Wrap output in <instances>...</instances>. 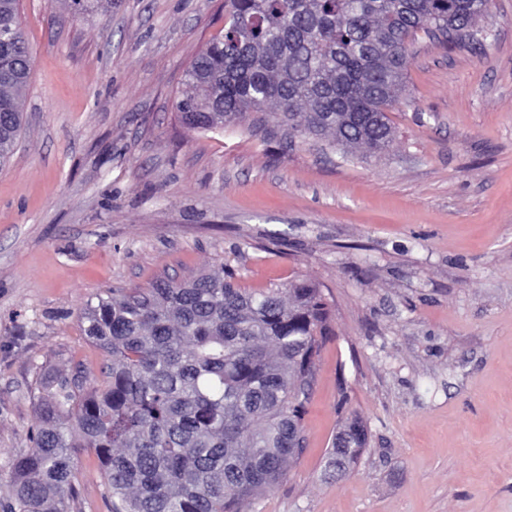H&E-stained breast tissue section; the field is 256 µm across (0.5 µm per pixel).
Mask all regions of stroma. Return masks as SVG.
<instances>
[{"mask_svg": "<svg viewBox=\"0 0 512 512\" xmlns=\"http://www.w3.org/2000/svg\"><path fill=\"white\" fill-rule=\"evenodd\" d=\"M223 14L22 2L32 78L0 171V499L39 385L104 360L87 305L221 264L251 287L311 278L332 309L306 448L246 512H512V0L475 42L417 33L376 157L250 116L184 129L183 73ZM354 416L370 441L335 480L327 453ZM81 462L73 512H109Z\"/></svg>", "mask_w": 512, "mask_h": 512, "instance_id": "stroma-1", "label": "stroma"}]
</instances>
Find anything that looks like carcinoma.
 I'll return each mask as SVG.
<instances>
[{
    "label": "carcinoma",
    "mask_w": 512,
    "mask_h": 512,
    "mask_svg": "<svg viewBox=\"0 0 512 512\" xmlns=\"http://www.w3.org/2000/svg\"><path fill=\"white\" fill-rule=\"evenodd\" d=\"M493 0H224V27L187 67L175 101L188 131L262 112L290 134L348 153L394 141L419 31L475 40ZM19 0H0V167L21 136L32 54ZM82 334L107 363L38 388L32 447L11 463L0 512H71L77 455L97 459L111 512H242L277 484L306 442L304 420L330 309L307 278L241 285L218 267L97 296ZM326 470L358 462L367 431L351 419Z\"/></svg>",
    "instance_id": "cac0c4a2"
}]
</instances>
